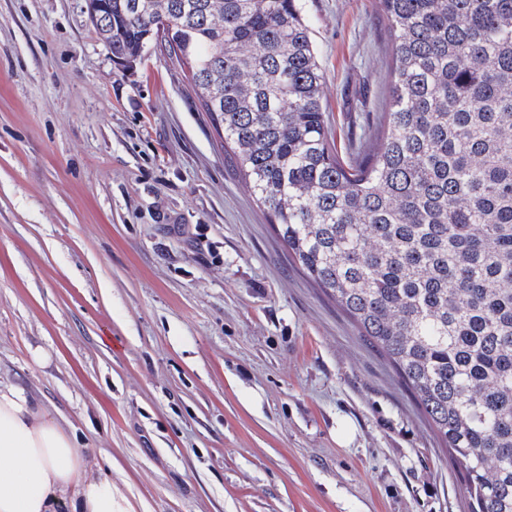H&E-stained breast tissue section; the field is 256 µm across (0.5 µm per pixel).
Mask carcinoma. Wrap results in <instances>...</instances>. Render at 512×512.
Wrapping results in <instances>:
<instances>
[{
    "instance_id": "1",
    "label": "carcinoma",
    "mask_w": 512,
    "mask_h": 512,
    "mask_svg": "<svg viewBox=\"0 0 512 512\" xmlns=\"http://www.w3.org/2000/svg\"><path fill=\"white\" fill-rule=\"evenodd\" d=\"M88 0L125 64L188 68L224 159L288 256L396 369L465 466L468 512H512V0H378L392 100L335 150L303 0Z\"/></svg>"
}]
</instances>
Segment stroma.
<instances>
[{"mask_svg":"<svg viewBox=\"0 0 512 512\" xmlns=\"http://www.w3.org/2000/svg\"><path fill=\"white\" fill-rule=\"evenodd\" d=\"M342 156L389 104L377 0H304ZM0 376L134 512H468L462 465L289 260L160 44L0 0Z\"/></svg>","mask_w":512,"mask_h":512,"instance_id":"35a3bbf8","label":"stroma"}]
</instances>
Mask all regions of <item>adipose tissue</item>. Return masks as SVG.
Here are the masks:
<instances>
[{"label": "adipose tissue", "instance_id": "1", "mask_svg": "<svg viewBox=\"0 0 512 512\" xmlns=\"http://www.w3.org/2000/svg\"><path fill=\"white\" fill-rule=\"evenodd\" d=\"M0 512H131L111 477L24 387L0 377Z\"/></svg>", "mask_w": 512, "mask_h": 512}]
</instances>
